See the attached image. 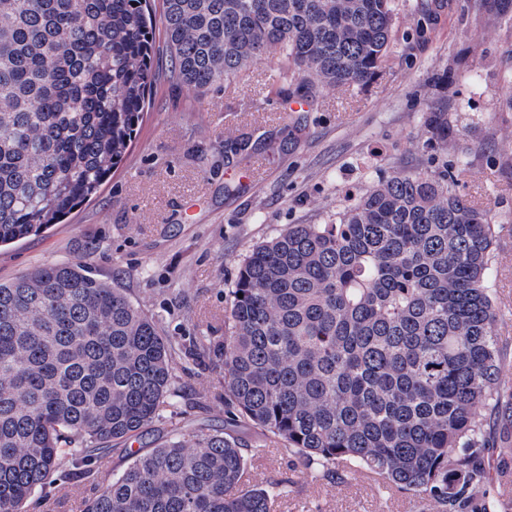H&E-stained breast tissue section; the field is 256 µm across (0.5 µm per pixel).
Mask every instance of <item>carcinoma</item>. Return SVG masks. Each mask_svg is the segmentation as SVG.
<instances>
[{
    "label": "carcinoma",
    "instance_id": "1",
    "mask_svg": "<svg viewBox=\"0 0 512 512\" xmlns=\"http://www.w3.org/2000/svg\"><path fill=\"white\" fill-rule=\"evenodd\" d=\"M0 0V244L59 224L138 136L165 35L170 78L204 92L250 62L314 105L388 57L395 0ZM448 113H425L434 168L396 171L327 224H292L243 259L224 344L234 426L266 432L314 479L359 467L436 512L487 501L479 410L512 409L494 336L497 225L448 169ZM177 348L86 265L0 283V512L68 464L94 477L84 512H271L225 432L172 428L116 479L91 461L175 405Z\"/></svg>",
    "mask_w": 512,
    "mask_h": 512
}]
</instances>
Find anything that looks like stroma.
Wrapping results in <instances>:
<instances>
[{
  "instance_id": "obj_1",
  "label": "stroma",
  "mask_w": 512,
  "mask_h": 512,
  "mask_svg": "<svg viewBox=\"0 0 512 512\" xmlns=\"http://www.w3.org/2000/svg\"><path fill=\"white\" fill-rule=\"evenodd\" d=\"M420 0H396L395 45L366 85L320 95L314 107L287 111L288 93L269 83L262 60L204 96L163 80L127 160L64 223L0 247V281L42 264L84 263L159 318L166 336L186 348L195 337H224V312L239 266L253 246L291 224H322L369 190L381 174L426 167L422 114L433 98L448 114L449 160L468 158L460 190L491 208L499 225L494 329L504 354L502 381L512 385V27L474 9L476 0H430L427 39L413 34ZM228 140L247 142L244 160L225 156ZM176 407L155 427L103 454L102 476L118 477L132 450L154 447L172 427L230 430L224 369L211 360L179 359ZM495 512H512V483L498 466L512 428L484 415ZM244 448L264 445L249 468L252 484H282L274 512H434L428 499L389 488L363 469L307 478L258 429L234 431ZM93 485L68 470L27 512H83Z\"/></svg>"
}]
</instances>
